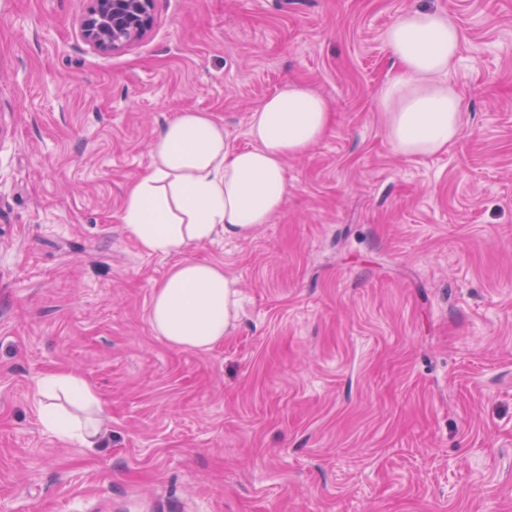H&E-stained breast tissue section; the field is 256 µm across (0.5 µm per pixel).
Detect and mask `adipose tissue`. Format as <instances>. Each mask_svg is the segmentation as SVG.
I'll use <instances>...</instances> for the list:
<instances>
[{
	"mask_svg": "<svg viewBox=\"0 0 512 512\" xmlns=\"http://www.w3.org/2000/svg\"><path fill=\"white\" fill-rule=\"evenodd\" d=\"M385 44L396 71L379 91L378 109L392 149L412 159L447 151L463 124L462 96L452 80L459 29L439 11L413 9L388 27ZM331 109L320 92L291 83L252 112L250 148L232 149L223 122L205 112L178 113L155 135L148 173L125 192L123 222L143 252L175 259L154 288L148 313L169 346L206 352L229 332L238 316L236 280L187 251L217 233L245 239L270 223L288 197L286 160L325 137ZM35 389L47 432L87 448L99 443L103 408L84 377L42 375ZM61 394L77 415L58 409Z\"/></svg>",
	"mask_w": 512,
	"mask_h": 512,
	"instance_id": "ef3b65f1",
	"label": "adipose tissue"
}]
</instances>
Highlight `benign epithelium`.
Instances as JSON below:
<instances>
[{
  "mask_svg": "<svg viewBox=\"0 0 512 512\" xmlns=\"http://www.w3.org/2000/svg\"><path fill=\"white\" fill-rule=\"evenodd\" d=\"M154 0H92L82 25V37L106 54L141 41L152 22Z\"/></svg>",
  "mask_w": 512,
  "mask_h": 512,
  "instance_id": "1",
  "label": "benign epithelium"
}]
</instances>
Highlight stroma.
Listing matches in <instances>:
<instances>
[{
  "label": "stroma",
  "mask_w": 512,
  "mask_h": 512,
  "mask_svg": "<svg viewBox=\"0 0 512 512\" xmlns=\"http://www.w3.org/2000/svg\"><path fill=\"white\" fill-rule=\"evenodd\" d=\"M91 0H0V512H512V0H155L137 44L81 36ZM462 34L459 139L395 154L384 34ZM333 123L246 239L193 246L241 305L206 352L148 322L170 257L121 215L181 112L250 147L286 83ZM97 390L104 434L47 433L35 379Z\"/></svg>",
  "instance_id": "obj_1"
}]
</instances>
